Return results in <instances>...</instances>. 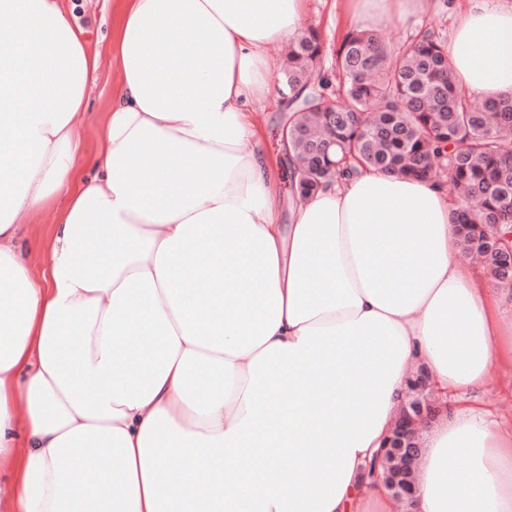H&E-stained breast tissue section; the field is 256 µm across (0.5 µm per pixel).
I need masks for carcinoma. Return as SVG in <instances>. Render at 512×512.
I'll return each mask as SVG.
<instances>
[{
    "mask_svg": "<svg viewBox=\"0 0 512 512\" xmlns=\"http://www.w3.org/2000/svg\"><path fill=\"white\" fill-rule=\"evenodd\" d=\"M446 43L427 31L393 53L377 34L353 29L336 50L330 76L321 73L316 31L290 44L279 93L283 122L298 130L288 151L301 161L299 195L361 168L426 178L441 163L462 202L461 258L479 261L495 285L512 288L502 271L512 247V98L475 105L445 63ZM331 133V162L311 164Z\"/></svg>",
    "mask_w": 512,
    "mask_h": 512,
    "instance_id": "obj_1",
    "label": "carcinoma"
}]
</instances>
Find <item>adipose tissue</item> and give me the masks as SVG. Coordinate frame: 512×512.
<instances>
[{
	"mask_svg": "<svg viewBox=\"0 0 512 512\" xmlns=\"http://www.w3.org/2000/svg\"><path fill=\"white\" fill-rule=\"evenodd\" d=\"M307 4L112 0L87 159L97 53L68 0H0V512H393L361 474L420 365L448 411L419 512H512V434L472 400L512 385V290L461 273L447 183L366 169L283 205L252 108ZM452 14L456 79L512 96V0ZM51 208L36 274L16 241ZM69 20L87 30V40L95 46L100 43V57L94 83L86 89L85 101L88 115L99 120L112 97V86L118 80L112 66V0L70 1Z\"/></svg>",
	"mask_w": 512,
	"mask_h": 512,
	"instance_id": "ef3b65f1",
	"label": "adipose tissue"
}]
</instances>
